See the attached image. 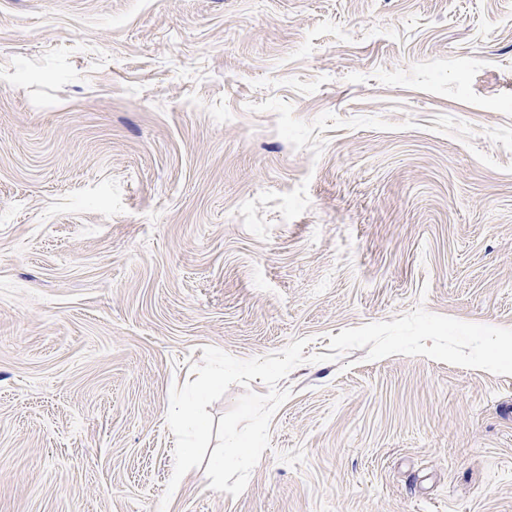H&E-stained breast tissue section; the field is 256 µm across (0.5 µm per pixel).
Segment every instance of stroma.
Returning a JSON list of instances; mask_svg holds the SVG:
<instances>
[{
	"mask_svg": "<svg viewBox=\"0 0 512 512\" xmlns=\"http://www.w3.org/2000/svg\"><path fill=\"white\" fill-rule=\"evenodd\" d=\"M512 0H0V512H512ZM307 339L239 496L172 386ZM320 361H313V354Z\"/></svg>",
	"mask_w": 512,
	"mask_h": 512,
	"instance_id": "35a3bbf8",
	"label": "stroma"
}]
</instances>
